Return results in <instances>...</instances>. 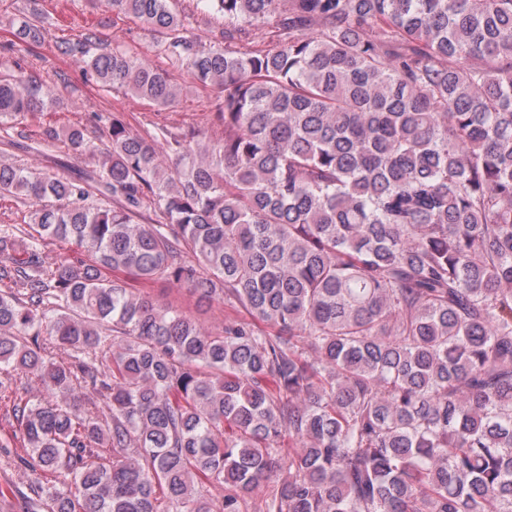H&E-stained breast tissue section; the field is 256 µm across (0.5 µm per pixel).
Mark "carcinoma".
Instances as JSON below:
<instances>
[{"mask_svg": "<svg viewBox=\"0 0 512 512\" xmlns=\"http://www.w3.org/2000/svg\"><path fill=\"white\" fill-rule=\"evenodd\" d=\"M202 2L207 46L173 0H108L224 134L47 131L98 156L110 206L0 160L31 201L0 225V468L26 512H512V0ZM254 23L276 48L243 47ZM45 33L27 11L0 44V120L55 100L19 57ZM59 49L177 105L93 29ZM159 282L247 318L212 332Z\"/></svg>", "mask_w": 512, "mask_h": 512, "instance_id": "obj_1", "label": "carcinoma"}]
</instances>
